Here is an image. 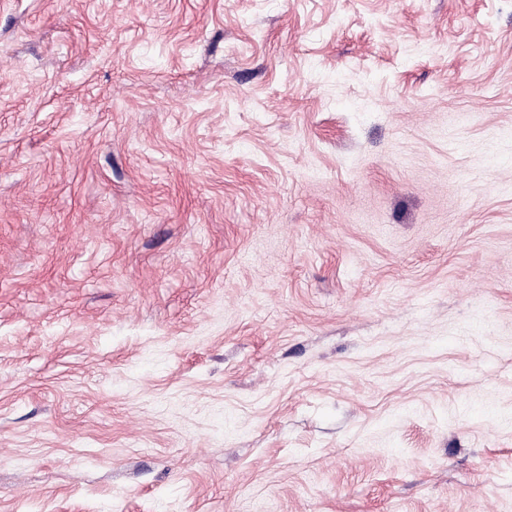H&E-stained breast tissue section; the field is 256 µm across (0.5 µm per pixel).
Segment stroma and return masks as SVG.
Here are the masks:
<instances>
[{"label": "stroma", "mask_w": 512, "mask_h": 512, "mask_svg": "<svg viewBox=\"0 0 512 512\" xmlns=\"http://www.w3.org/2000/svg\"><path fill=\"white\" fill-rule=\"evenodd\" d=\"M0 512H512V0H0Z\"/></svg>", "instance_id": "35a3bbf8"}]
</instances>
